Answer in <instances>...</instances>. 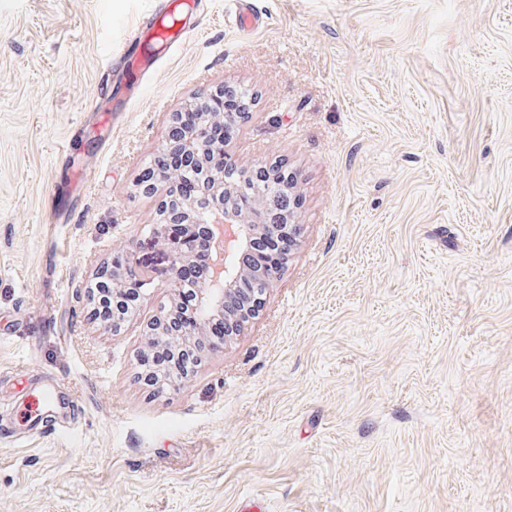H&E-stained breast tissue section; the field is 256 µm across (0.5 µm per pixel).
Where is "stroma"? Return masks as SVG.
<instances>
[{
    "label": "stroma",
    "mask_w": 512,
    "mask_h": 512,
    "mask_svg": "<svg viewBox=\"0 0 512 512\" xmlns=\"http://www.w3.org/2000/svg\"><path fill=\"white\" fill-rule=\"evenodd\" d=\"M161 2L0 0V512H512V0H254L249 33L202 0L113 111ZM225 85L252 96L228 150L296 176L300 241L161 391L166 186L141 181L169 114ZM123 247L149 279L113 336L89 290ZM50 389L68 419L28 421ZM176 7L168 14L156 20L150 27L138 30L136 36L127 42L115 59L114 70L121 75L120 87L112 86V109L125 112L132 102L144 91L145 77L156 65L149 51L156 45L178 47L199 26L197 15H181L176 13ZM172 18L166 25L164 21Z\"/></svg>",
    "instance_id": "obj_1"
}]
</instances>
